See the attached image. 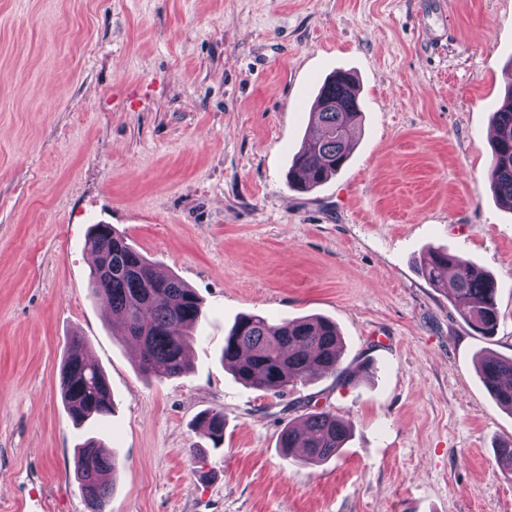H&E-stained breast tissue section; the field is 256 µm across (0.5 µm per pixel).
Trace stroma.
Segmentation results:
<instances>
[{"label": "stroma", "mask_w": 512, "mask_h": 512, "mask_svg": "<svg viewBox=\"0 0 512 512\" xmlns=\"http://www.w3.org/2000/svg\"><path fill=\"white\" fill-rule=\"evenodd\" d=\"M339 71L359 88L351 155L290 189ZM511 86L512 0H0V512H88L89 438L118 462L107 512H512V412L475 367L512 357V212L486 177ZM94 224L199 296L188 373L142 374L113 334ZM432 247L495 278V336L418 273ZM249 313L327 318L343 363L373 369L245 387L221 354ZM76 338L114 402L80 427L60 380ZM312 412L352 434L288 462L279 435ZM199 423L209 439L218 445L224 439V413L222 411H211L205 413Z\"/></svg>", "instance_id": "35a3bbf8"}]
</instances>
